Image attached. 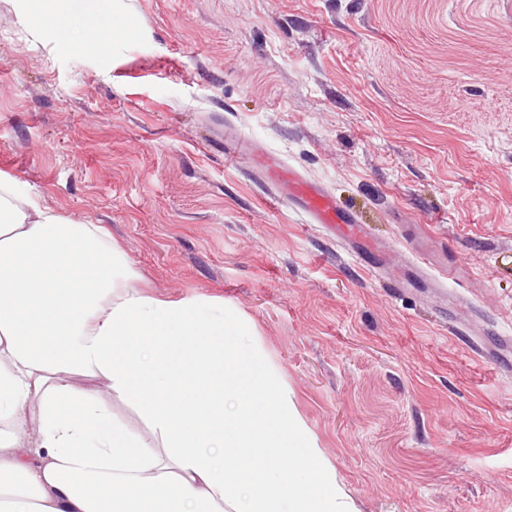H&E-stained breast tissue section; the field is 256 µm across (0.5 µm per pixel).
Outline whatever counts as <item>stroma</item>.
Wrapping results in <instances>:
<instances>
[{
    "label": "stroma",
    "instance_id": "stroma-1",
    "mask_svg": "<svg viewBox=\"0 0 512 512\" xmlns=\"http://www.w3.org/2000/svg\"><path fill=\"white\" fill-rule=\"evenodd\" d=\"M119 4L67 49L0 0V178L247 322L359 512H512V0ZM228 126L353 212L368 265ZM427 237L468 275L446 312L398 286L392 240Z\"/></svg>",
    "mask_w": 512,
    "mask_h": 512
}]
</instances>
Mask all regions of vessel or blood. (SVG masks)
Wrapping results in <instances>:
<instances>
[{
    "mask_svg": "<svg viewBox=\"0 0 512 512\" xmlns=\"http://www.w3.org/2000/svg\"><path fill=\"white\" fill-rule=\"evenodd\" d=\"M224 151L228 157L246 160L259 172L275 195L286 197L301 207L308 223L332 230L344 243L358 244L365 232L323 187L307 180L286 162L266 152L247 138L225 133ZM411 263L417 276L436 286H444L448 278H463V271H449L447 263L430 266L427 256L411 250Z\"/></svg>",
    "mask_w": 512,
    "mask_h": 512,
    "instance_id": "obj_1",
    "label": "vessel or blood"
}]
</instances>
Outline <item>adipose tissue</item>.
I'll use <instances>...</instances> for the list:
<instances>
[{
  "mask_svg": "<svg viewBox=\"0 0 512 512\" xmlns=\"http://www.w3.org/2000/svg\"><path fill=\"white\" fill-rule=\"evenodd\" d=\"M22 3L61 45L119 25L85 0ZM138 279L104 225L0 178V512H358L239 319Z\"/></svg>",
  "mask_w": 512,
  "mask_h": 512,
  "instance_id": "ef3b65f1",
  "label": "adipose tissue"
}]
</instances>
